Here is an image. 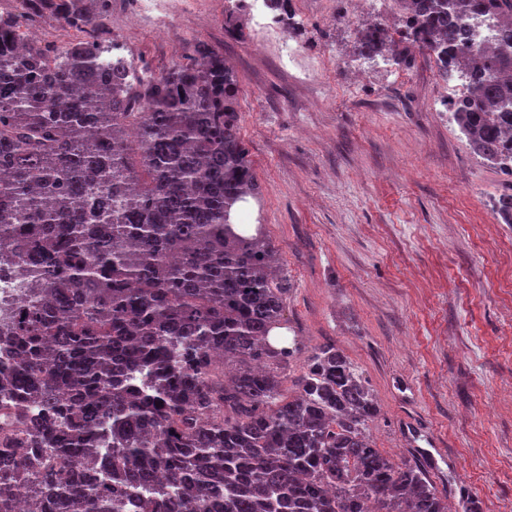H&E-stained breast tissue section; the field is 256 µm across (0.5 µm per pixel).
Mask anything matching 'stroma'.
Wrapping results in <instances>:
<instances>
[{"instance_id": "35a3bbf8", "label": "stroma", "mask_w": 512, "mask_h": 512, "mask_svg": "<svg viewBox=\"0 0 512 512\" xmlns=\"http://www.w3.org/2000/svg\"><path fill=\"white\" fill-rule=\"evenodd\" d=\"M296 67L251 37L224 0L146 14L115 0L98 43L161 72L195 43L234 71L240 133L261 184L248 202L290 283L284 317L301 352L342 351L380 405L372 444L424 465L453 512L463 492L512 512V224L493 206L512 177L481 163L444 100L451 81L409 44L367 58L381 0H295ZM236 26L229 34L228 26Z\"/></svg>"}]
</instances>
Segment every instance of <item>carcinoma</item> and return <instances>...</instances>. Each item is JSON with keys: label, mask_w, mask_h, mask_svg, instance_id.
I'll list each match as a JSON object with an SVG mask.
<instances>
[{"label": "carcinoma", "mask_w": 512, "mask_h": 512, "mask_svg": "<svg viewBox=\"0 0 512 512\" xmlns=\"http://www.w3.org/2000/svg\"><path fill=\"white\" fill-rule=\"evenodd\" d=\"M403 38L466 63L453 121L512 177V0H395ZM50 15L96 28L106 0H19L0 14V262L24 291L0 331V512H448L426 472L372 447L380 407L334 346L294 396L277 347L288 279L232 210L259 196L224 55L135 80L93 38L19 33ZM500 42L465 48L461 24ZM376 30L361 52L377 54ZM496 213L512 224V192ZM38 25L40 40L50 48L61 50L69 43L80 38V33L74 29L60 28L51 20L44 18L36 22H26V29L32 25Z\"/></svg>", "instance_id": "1"}]
</instances>
